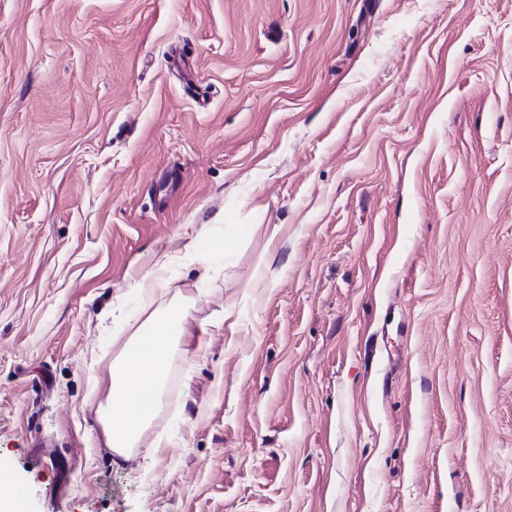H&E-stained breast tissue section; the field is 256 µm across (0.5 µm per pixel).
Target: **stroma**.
Instances as JSON below:
<instances>
[{
	"mask_svg": "<svg viewBox=\"0 0 512 512\" xmlns=\"http://www.w3.org/2000/svg\"><path fill=\"white\" fill-rule=\"evenodd\" d=\"M197 286L115 461L112 363ZM0 471L26 512H512V0H0ZM188 248L193 250L191 253L197 258L206 262L211 258L223 257L225 245L223 238L212 235L210 225L206 224ZM171 265L172 260L168 253L152 255L144 266L132 273L134 291L142 297L151 295L155 288L165 283V274Z\"/></svg>",
	"mask_w": 512,
	"mask_h": 512,
	"instance_id": "stroma-1",
	"label": "stroma"
}]
</instances>
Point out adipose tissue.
<instances>
[{"mask_svg": "<svg viewBox=\"0 0 512 512\" xmlns=\"http://www.w3.org/2000/svg\"><path fill=\"white\" fill-rule=\"evenodd\" d=\"M193 289L179 296L177 308L151 314L124 345L111 367L107 403L99 409L106 446L120 458L136 447L162 403V386L174 337L184 335Z\"/></svg>", "mask_w": 512, "mask_h": 512, "instance_id": "obj_1", "label": "adipose tissue"}]
</instances>
